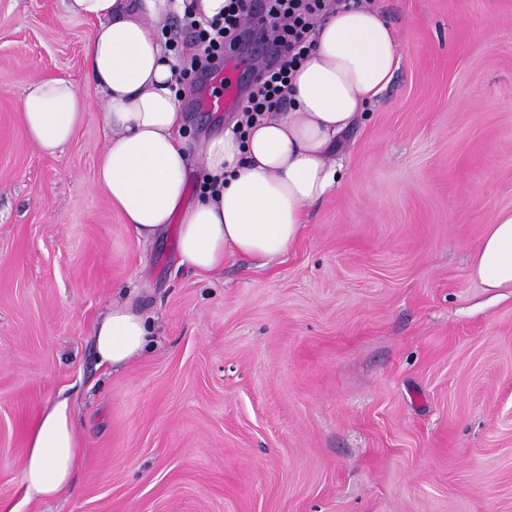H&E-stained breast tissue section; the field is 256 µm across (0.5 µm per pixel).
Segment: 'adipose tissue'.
Masks as SVG:
<instances>
[{"instance_id":"obj_1","label":"adipose tissue","mask_w":512,"mask_h":512,"mask_svg":"<svg viewBox=\"0 0 512 512\" xmlns=\"http://www.w3.org/2000/svg\"><path fill=\"white\" fill-rule=\"evenodd\" d=\"M185 0H64L72 16L93 22L84 62L101 96L93 104L62 77L37 80L24 93L20 121L28 139L55 154L90 112L110 132L95 182L136 238L148 243L178 220L181 260L207 276L230 255L265 266L301 237L308 206L339 184L333 154L341 136L376 101L399 67V44L372 7L337 9L313 31L314 49L294 75L288 111L258 118L244 138L225 132L202 141L198 155L219 194L185 202L187 143L180 135L177 61L162 30ZM485 291L512 293V209L498 210L469 257ZM153 323L132 300L113 303L92 326L97 356L109 370L149 349ZM81 458L68 397L52 401L27 439L20 467L23 499L64 494Z\"/></svg>"}]
</instances>
